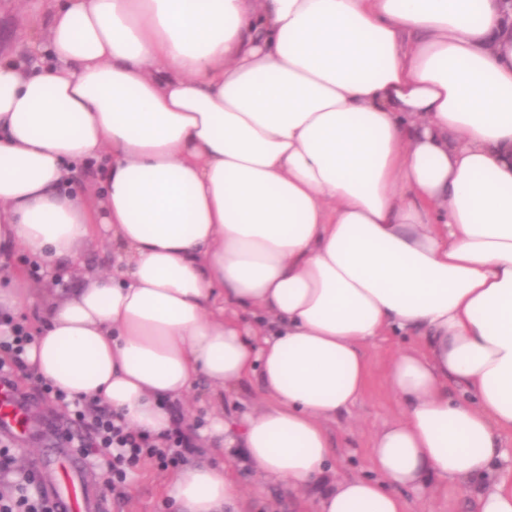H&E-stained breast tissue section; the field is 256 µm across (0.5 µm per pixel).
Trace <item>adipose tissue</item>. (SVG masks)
<instances>
[{
    "label": "adipose tissue",
    "instance_id": "ef3b65f1",
    "mask_svg": "<svg viewBox=\"0 0 512 512\" xmlns=\"http://www.w3.org/2000/svg\"><path fill=\"white\" fill-rule=\"evenodd\" d=\"M43 63L0 58V248L119 262L41 303L25 362L159 437L195 384L262 407L205 443L317 512H409L447 481L512 512V0H48ZM96 166L95 191L72 182ZM413 336L373 477L339 479L327 422L367 345ZM230 468L175 471L177 512H230ZM114 253L115 250L114 248L112 249V243L103 238L82 256V261L89 267H101L112 270Z\"/></svg>",
    "mask_w": 512,
    "mask_h": 512
}]
</instances>
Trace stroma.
Here are the masks:
<instances>
[{
	"instance_id": "stroma-1",
	"label": "stroma",
	"mask_w": 512,
	"mask_h": 512,
	"mask_svg": "<svg viewBox=\"0 0 512 512\" xmlns=\"http://www.w3.org/2000/svg\"><path fill=\"white\" fill-rule=\"evenodd\" d=\"M47 14L42 0H0V55L28 58L30 41L42 34ZM410 337L392 334L378 337L368 346L373 363L364 396L347 413L328 426L334 445L330 464L342 479L370 476V442L373 434L398 413V404L384 382L389 360L400 350L412 346ZM28 369L17 373L19 391L30 401L31 428L15 453L19 465L53 470L61 462H71L91 484L106 512H170L167 503L169 471L153 462L141 463L134 471L124 496L112 494L105 477L109 465L99 456L85 457L71 448L63 436L66 432L67 408L41 398ZM262 402L256 386L225 392L215 398L203 385L195 388L181 412L187 423L204 422L212 408L222 409L227 419L237 420L255 412ZM241 488L237 512H315L312 493L287 491L261 474L251 471L239 458L229 461ZM400 494L410 505V512H475L474 499L459 500L446 489L424 491L404 488Z\"/></svg>"
}]
</instances>
